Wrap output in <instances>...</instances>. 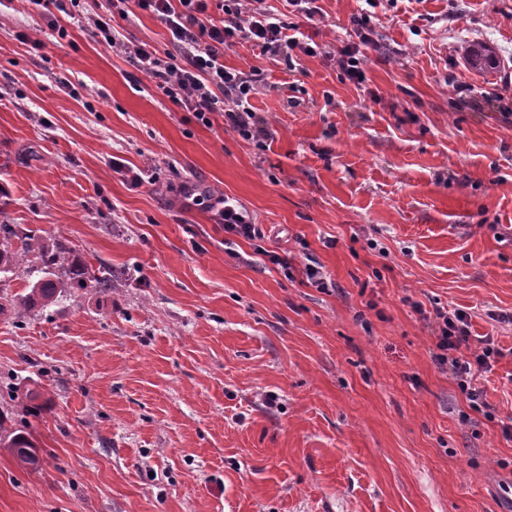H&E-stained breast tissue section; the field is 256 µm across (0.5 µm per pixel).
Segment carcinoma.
Segmentation results:
<instances>
[{
  "instance_id": "1",
  "label": "carcinoma",
  "mask_w": 512,
  "mask_h": 512,
  "mask_svg": "<svg viewBox=\"0 0 512 512\" xmlns=\"http://www.w3.org/2000/svg\"><path fill=\"white\" fill-rule=\"evenodd\" d=\"M470 64L479 70L493 68L496 59L484 44H472L466 50ZM40 254L42 276L29 284V291L19 296L18 303L28 310L44 309L53 304L61 292L63 280L86 278L82 262L71 250L59 245L54 250L45 249L43 241L14 224H0V274H7L20 267L31 253ZM0 445L9 449L21 466L33 464L37 456L34 442L22 431L0 438Z\"/></svg>"
}]
</instances>
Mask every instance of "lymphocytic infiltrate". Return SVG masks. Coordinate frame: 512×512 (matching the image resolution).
<instances>
[{
	"label": "lymphocytic infiltrate",
	"mask_w": 512,
	"mask_h": 512,
	"mask_svg": "<svg viewBox=\"0 0 512 512\" xmlns=\"http://www.w3.org/2000/svg\"><path fill=\"white\" fill-rule=\"evenodd\" d=\"M285 3L294 7L297 20L267 9L265 0H223L224 17L216 23L207 13L208 0H108L104 12L94 14L91 23L99 43L129 54L158 91L192 112L197 121L207 126L211 114L223 113L230 127L261 147L270 131L249 102L257 76L225 67L224 51L250 42L288 65L293 62V50L315 54V47L304 40L301 27L303 21L320 17L316 0ZM135 12L147 13L166 26L171 50L160 54L119 37L112 25L113 17L125 18ZM435 323L434 362L450 372L473 407H480L484 392L477 385V375L491 369L501 355L500 349L490 338L472 347L464 311L436 312Z\"/></svg>",
	"instance_id": "1"
}]
</instances>
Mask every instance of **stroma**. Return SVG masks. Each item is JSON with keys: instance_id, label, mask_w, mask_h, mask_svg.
<instances>
[{"instance_id": "stroma-1", "label": "stroma", "mask_w": 512, "mask_h": 512, "mask_svg": "<svg viewBox=\"0 0 512 512\" xmlns=\"http://www.w3.org/2000/svg\"><path fill=\"white\" fill-rule=\"evenodd\" d=\"M317 4L300 72L224 52L263 73L261 148L68 16L69 44L32 46L41 8L0 0V223L115 281L26 312L39 255L0 276V417L40 455L0 447V512H512V0ZM113 26L171 47L148 14ZM226 197L264 254L213 222ZM439 308L505 351L478 378L493 419L431 358ZM338 63L340 75L349 81L358 84L364 80V70L361 65L363 59L360 56V50L356 46L347 45L338 51ZM466 56L470 64L479 70L492 69L496 65L492 50L484 44L470 45L466 50Z\"/></svg>"}]
</instances>
